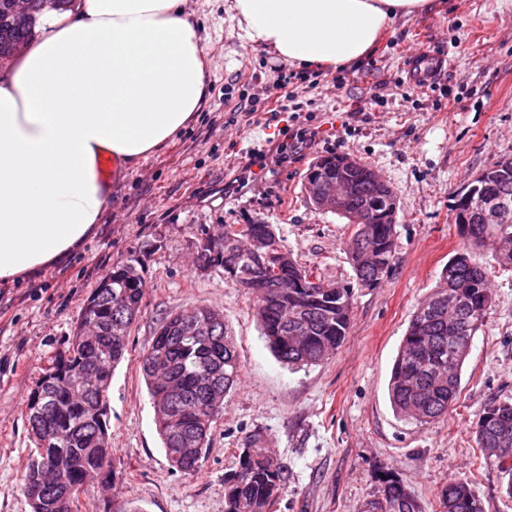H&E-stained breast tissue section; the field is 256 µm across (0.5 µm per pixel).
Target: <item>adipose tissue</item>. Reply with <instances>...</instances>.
Returning a JSON list of instances; mask_svg holds the SVG:
<instances>
[{"mask_svg": "<svg viewBox=\"0 0 512 512\" xmlns=\"http://www.w3.org/2000/svg\"><path fill=\"white\" fill-rule=\"evenodd\" d=\"M185 0H78L43 8L0 71V284L64 264L95 234L116 173L147 160L207 92ZM435 0H231L253 46L297 67L360 60L398 18Z\"/></svg>", "mask_w": 512, "mask_h": 512, "instance_id": "1", "label": "adipose tissue"}]
</instances>
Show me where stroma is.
<instances>
[{
    "instance_id": "stroma-1",
    "label": "stroma",
    "mask_w": 512,
    "mask_h": 512,
    "mask_svg": "<svg viewBox=\"0 0 512 512\" xmlns=\"http://www.w3.org/2000/svg\"><path fill=\"white\" fill-rule=\"evenodd\" d=\"M188 7L202 26L201 110L173 143L113 180L82 254L36 279L0 285V512H31L20 481L32 450L30 391L100 279L130 261L145 295L108 392L117 479L106 487L89 481L75 512H224V473L255 432L286 473L277 512H355L377 495L385 470L419 512H443L438 491L451 481L468 483L484 512H512L501 464L474 434L489 402L512 401V268L500 267L492 251L472 254L489 273L493 304L447 414L407 424L387 393L410 319L459 246L457 193L512 158V0H440L431 13L395 20L361 61L341 69L297 68L248 45L222 0ZM439 50L453 63L438 87L411 83V58ZM455 96L463 108L453 106ZM303 130L314 140L276 156ZM257 154L267 166L253 180L247 167ZM328 154L359 160L395 191V262L378 287L356 289L341 346L291 370L262 338L253 295L223 271L197 274L192 242L200 226L261 220L322 278L352 279L349 224L315 209L304 190L310 165ZM202 306L223 312L240 373L212 425L207 457L187 476L162 449L142 356L162 318Z\"/></svg>"
}]
</instances>
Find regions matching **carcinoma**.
<instances>
[{
    "instance_id": "carcinoma-1",
    "label": "carcinoma",
    "mask_w": 512,
    "mask_h": 512,
    "mask_svg": "<svg viewBox=\"0 0 512 512\" xmlns=\"http://www.w3.org/2000/svg\"><path fill=\"white\" fill-rule=\"evenodd\" d=\"M46 0H28L25 12L13 0H0V59L13 56L28 41L36 14ZM336 177L352 183L351 195L337 215L353 226L349 249L351 282H327L317 268L295 259L281 244L272 224H221L202 228L193 245L198 260L220 270L236 269L237 282L255 295V310L263 334L284 364L311 366L332 353L348 334L354 289L375 288L394 263L397 204L393 189L370 179V168L336 169ZM486 192L473 193L466 204L469 231L462 247L443 268L440 284L417 307L392 369L389 396L396 413L410 423L426 424L446 414L456 399L467 350L483 326L492 293L487 271L473 262L479 249L495 252L499 264L512 266V165L502 160L486 169ZM508 202L500 221L485 224L480 214L490 195ZM263 238L278 254L271 261L272 278L254 279L256 263L236 243ZM286 280L288 290L276 286ZM144 281L134 265L112 268L90 293L68 337L45 369L26 405L34 452L21 475L32 512H74L88 472L104 481L113 478L108 461L107 402L114 367L124 357L132 325L140 313ZM202 322L196 336H187L179 314L159 324L143 354L142 369L152 403L178 390L167 412L155 415L163 449L172 467L183 474L198 471L209 448L212 423L224 411V397L233 389L240 365L228 324L211 307L194 309ZM197 436V449L185 453L183 438ZM481 448L498 446L512 457V402L485 406L475 429ZM259 433L244 440L231 469L224 473V512H272L286 477L265 457ZM381 512H418L404 484L392 473L381 478ZM447 512H484L481 501L465 482H451L439 492Z\"/></svg>"
}]
</instances>
